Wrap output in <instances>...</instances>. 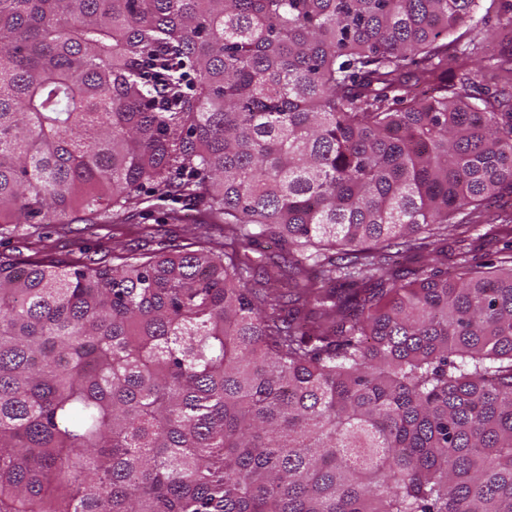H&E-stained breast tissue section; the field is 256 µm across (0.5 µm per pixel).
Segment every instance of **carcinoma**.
I'll return each mask as SVG.
<instances>
[{"mask_svg":"<svg viewBox=\"0 0 512 512\" xmlns=\"http://www.w3.org/2000/svg\"><path fill=\"white\" fill-rule=\"evenodd\" d=\"M506 14L0 0V225L167 200L224 225L0 259V512H512V239L468 243L512 232V111L469 93ZM480 229V231L474 232V239L472 241H468L472 243L470 256L476 258L477 261L486 259L485 256L494 253L502 247V242L498 241L492 234H488L477 239L478 234H485V232L489 230V227L487 226Z\"/></svg>","mask_w":512,"mask_h":512,"instance_id":"cac0c4a2","label":"carcinoma"}]
</instances>
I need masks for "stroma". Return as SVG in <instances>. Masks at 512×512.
<instances>
[{
  "instance_id": "stroma-1",
  "label": "stroma",
  "mask_w": 512,
  "mask_h": 512,
  "mask_svg": "<svg viewBox=\"0 0 512 512\" xmlns=\"http://www.w3.org/2000/svg\"><path fill=\"white\" fill-rule=\"evenodd\" d=\"M181 216L180 223H166L162 220V210L156 209L136 215L130 224H93L80 211L72 214L65 224H7L0 227V257L21 261L33 256L44 244L62 258L82 251L88 258L97 260L114 248L135 253L176 252L204 236L222 241L219 227L199 223L195 210L182 211ZM140 224L152 225L153 236L138 235L136 227Z\"/></svg>"
}]
</instances>
